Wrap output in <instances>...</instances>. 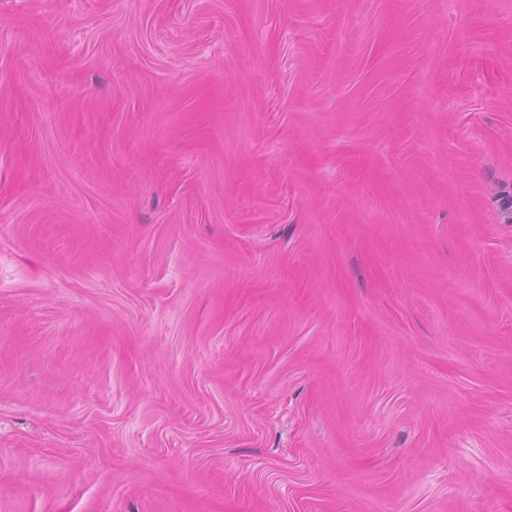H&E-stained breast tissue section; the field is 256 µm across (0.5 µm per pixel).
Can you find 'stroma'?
<instances>
[{"label": "stroma", "instance_id": "1", "mask_svg": "<svg viewBox=\"0 0 512 512\" xmlns=\"http://www.w3.org/2000/svg\"><path fill=\"white\" fill-rule=\"evenodd\" d=\"M0 512H512V0H0Z\"/></svg>", "mask_w": 512, "mask_h": 512}]
</instances>
